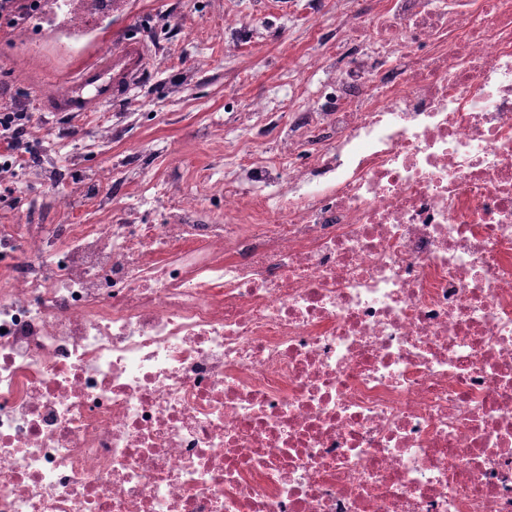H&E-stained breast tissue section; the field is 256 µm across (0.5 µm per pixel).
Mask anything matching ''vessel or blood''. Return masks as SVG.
<instances>
[{
  "instance_id": "b4317fda",
  "label": "vessel or blood",
  "mask_w": 512,
  "mask_h": 512,
  "mask_svg": "<svg viewBox=\"0 0 512 512\" xmlns=\"http://www.w3.org/2000/svg\"><path fill=\"white\" fill-rule=\"evenodd\" d=\"M58 33L80 41L81 47L66 69V92L41 100L45 112L93 117L114 98L126 93L150 60L146 44L126 35L115 38L105 54H97L94 28L88 20L77 27L62 23Z\"/></svg>"
}]
</instances>
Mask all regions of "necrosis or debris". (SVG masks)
Instances as JSON below:
<instances>
[{"label":"necrosis or debris","mask_w":512,"mask_h":512,"mask_svg":"<svg viewBox=\"0 0 512 512\" xmlns=\"http://www.w3.org/2000/svg\"><path fill=\"white\" fill-rule=\"evenodd\" d=\"M224 221L0 224V512H512V0H336Z\"/></svg>","instance_id":"obj_1"}]
</instances>
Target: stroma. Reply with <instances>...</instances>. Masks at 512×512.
Listing matches in <instances>:
<instances>
[{"label": "stroma", "mask_w": 512, "mask_h": 512, "mask_svg": "<svg viewBox=\"0 0 512 512\" xmlns=\"http://www.w3.org/2000/svg\"><path fill=\"white\" fill-rule=\"evenodd\" d=\"M336 0H116L102 19L96 48L113 34H133L149 46L151 60L137 85L103 109L112 123L109 144L95 143L91 128L49 140L65 117L39 109L46 86L63 84L59 54L46 48L41 13L19 38L0 26V105L34 114L27 140L39 163L91 177L106 166L118 175L114 207L139 220L161 223L168 190L196 195L213 222L224 219V201L206 195L202 179H224L225 143L257 134L264 121L242 125L255 101L286 105L302 93L324 99L323 74L307 69V52L332 33Z\"/></svg>", "instance_id": "35a3bbf8"}]
</instances>
